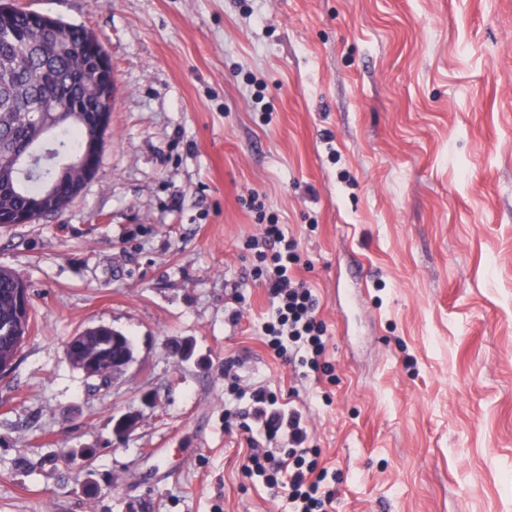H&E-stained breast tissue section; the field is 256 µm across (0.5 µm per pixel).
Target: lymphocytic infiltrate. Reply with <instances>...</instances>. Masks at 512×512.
I'll list each match as a JSON object with an SVG mask.
<instances>
[{"instance_id": "obj_1", "label": "lymphocytic infiltrate", "mask_w": 512, "mask_h": 512, "mask_svg": "<svg viewBox=\"0 0 512 512\" xmlns=\"http://www.w3.org/2000/svg\"><path fill=\"white\" fill-rule=\"evenodd\" d=\"M247 247L255 252L250 275L273 299L272 313L262 329L264 345L275 358L292 365L298 378L326 371L322 360L326 328L317 318L318 299L307 281L291 272L300 261L297 241L273 218L259 237L248 240ZM249 400L241 416L258 424L261 435L246 439L244 476L263 475L268 488L287 498L292 512H333L336 492L318 468L319 451L311 444L299 410L264 385L251 387Z\"/></svg>"}]
</instances>
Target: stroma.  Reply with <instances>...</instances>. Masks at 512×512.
<instances>
[{"mask_svg": "<svg viewBox=\"0 0 512 512\" xmlns=\"http://www.w3.org/2000/svg\"><path fill=\"white\" fill-rule=\"evenodd\" d=\"M12 2L91 31L116 93L65 213L0 225L33 289L0 512H289L224 430L225 364L294 385L244 278L272 216L326 327L298 403L336 512H512V0ZM100 324L134 342L108 383L64 355Z\"/></svg>", "mask_w": 512, "mask_h": 512, "instance_id": "stroma-1", "label": "stroma"}]
</instances>
